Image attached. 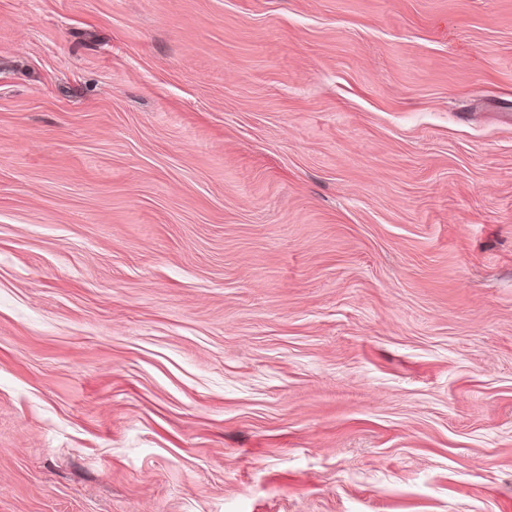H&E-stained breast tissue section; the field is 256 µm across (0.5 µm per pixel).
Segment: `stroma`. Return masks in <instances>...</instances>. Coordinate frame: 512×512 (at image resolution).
Wrapping results in <instances>:
<instances>
[{
    "label": "stroma",
    "mask_w": 512,
    "mask_h": 512,
    "mask_svg": "<svg viewBox=\"0 0 512 512\" xmlns=\"http://www.w3.org/2000/svg\"><path fill=\"white\" fill-rule=\"evenodd\" d=\"M0 512H512V0H0Z\"/></svg>",
    "instance_id": "obj_1"
}]
</instances>
